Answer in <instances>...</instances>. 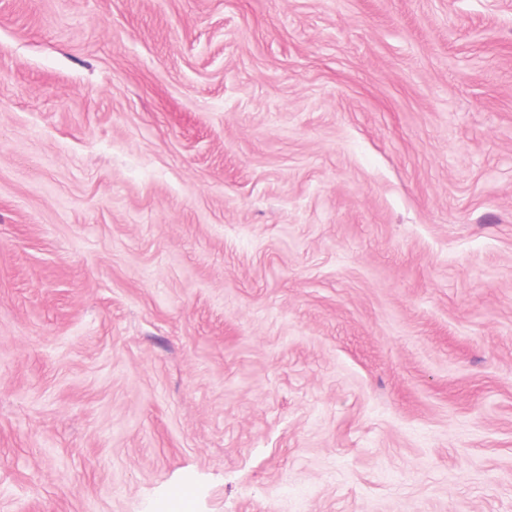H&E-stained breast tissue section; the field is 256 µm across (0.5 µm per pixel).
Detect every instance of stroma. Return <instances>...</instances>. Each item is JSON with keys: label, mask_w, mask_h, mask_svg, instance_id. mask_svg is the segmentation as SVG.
I'll list each match as a JSON object with an SVG mask.
<instances>
[{"label": "stroma", "mask_w": 512, "mask_h": 512, "mask_svg": "<svg viewBox=\"0 0 512 512\" xmlns=\"http://www.w3.org/2000/svg\"><path fill=\"white\" fill-rule=\"evenodd\" d=\"M512 512V0H0V512Z\"/></svg>", "instance_id": "stroma-1"}]
</instances>
